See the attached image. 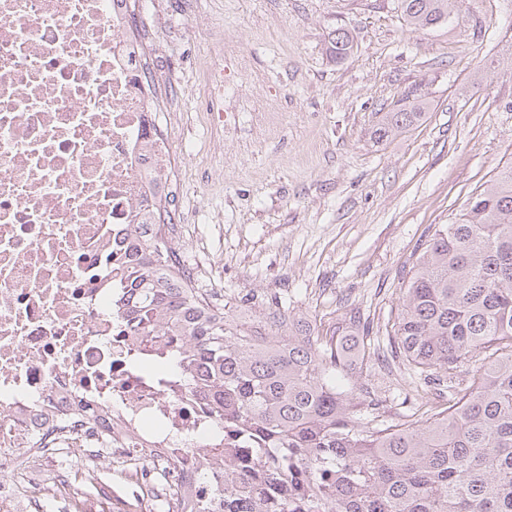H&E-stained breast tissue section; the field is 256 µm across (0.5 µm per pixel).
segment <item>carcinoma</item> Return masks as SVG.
<instances>
[{"label":"carcinoma","instance_id":"cac0c4a2","mask_svg":"<svg viewBox=\"0 0 512 512\" xmlns=\"http://www.w3.org/2000/svg\"><path fill=\"white\" fill-rule=\"evenodd\" d=\"M460 0H397L416 30L460 25ZM353 40H328L344 61ZM418 86L372 130L377 140L418 123ZM135 259L112 310L146 338L147 357L202 389L224 431L212 455L223 481L192 512H512V165L441 224L408 272L390 352L448 398L419 418H369L358 401L377 348L360 312L322 335L254 337L224 322L163 247L165 225H132ZM472 369V377L456 381Z\"/></svg>","mask_w":512,"mask_h":512}]
</instances>
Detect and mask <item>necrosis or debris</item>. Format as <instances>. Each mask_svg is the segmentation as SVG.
Returning <instances> with one entry per match:
<instances>
[{
    "instance_id": "necrosis-or-debris-1",
    "label": "necrosis or debris",
    "mask_w": 512,
    "mask_h": 512,
    "mask_svg": "<svg viewBox=\"0 0 512 512\" xmlns=\"http://www.w3.org/2000/svg\"><path fill=\"white\" fill-rule=\"evenodd\" d=\"M153 110L130 0H0V512H70L107 436L127 496L205 491L214 417L112 310L131 225L171 208Z\"/></svg>"
}]
</instances>
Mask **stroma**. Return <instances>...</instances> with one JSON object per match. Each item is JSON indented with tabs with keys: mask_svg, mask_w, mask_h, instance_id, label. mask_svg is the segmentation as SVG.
<instances>
[{
	"mask_svg": "<svg viewBox=\"0 0 512 512\" xmlns=\"http://www.w3.org/2000/svg\"><path fill=\"white\" fill-rule=\"evenodd\" d=\"M461 10L477 20L451 31L408 27L394 0H151L140 15L175 131L179 243L231 327L297 335L356 309L386 341L422 244L512 165V0ZM340 27L353 51L337 63ZM415 84L422 120L375 140ZM368 369L386 418L416 411L422 380ZM352 48L353 40L344 29H336L329 37L327 51L337 63L344 61L350 55Z\"/></svg>",
	"mask_w": 512,
	"mask_h": 512,
	"instance_id": "35a3bbf8",
	"label": "stroma"
}]
</instances>
